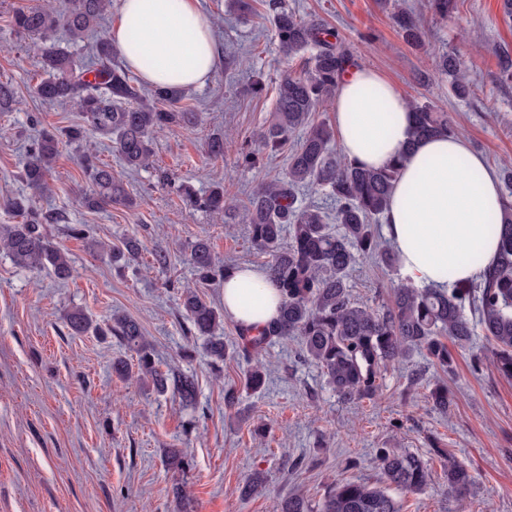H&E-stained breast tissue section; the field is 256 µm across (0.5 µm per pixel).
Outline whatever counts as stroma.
I'll return each mask as SVG.
<instances>
[{
    "label": "stroma",
    "instance_id": "1",
    "mask_svg": "<svg viewBox=\"0 0 512 512\" xmlns=\"http://www.w3.org/2000/svg\"><path fill=\"white\" fill-rule=\"evenodd\" d=\"M240 16L234 0H201L226 57L204 86L183 91L182 107L198 112L192 128L175 127L155 139V169L131 170L97 146L102 161L135 199L89 209V180L75 146L60 148L47 182L36 197L42 209L62 213L70 224L87 225L86 237H68L48 225L54 241L69 253L74 275L57 279L47 271L17 266L0 251V512H180L173 495L182 486L192 512H273L277 497L290 493L319 502L328 485L341 480L378 482L373 458L379 448H404L426 459L435 478L425 492L402 494L403 512H512V379L491 367L471 368L472 347L449 345L451 370L413 355L384 372L376 399L339 401L320 369L299 360L297 341H275L255 359L238 349L236 323L225 319L220 334L226 357L214 373L195 342L178 289L193 284L188 262L192 244L208 239L216 261L266 267L241 217L219 219L187 205L179 191L187 185L206 192L223 179L232 203L246 201L266 181L284 177L288 157L263 153L253 169L235 165L239 147L255 142L275 104V83L288 65L274 38L266 10ZM303 17H316L339 33L358 65L374 69L410 101L443 108L469 146L492 168L512 160V83L499 80V51L512 50V22H504L500 0H458L449 18L434 15L428 0H401L427 33L424 46L404 42L394 27V0H286ZM63 0H0V82L11 83L16 103L0 112V224L14 223L5 203L30 195L20 172L34 124L65 128L79 123L78 112L42 101L30 92L40 77L37 46L17 33L11 14L22 7L61 8ZM373 31L365 44L360 33ZM453 50L468 62L477 85L468 100L455 98L436 67L438 50ZM263 76L266 89L249 87ZM224 140V156L206 155L210 138ZM172 176L160 184L157 169ZM144 244L138 265L116 273L98 244L119 247L131 233ZM163 247L168 266L154 263ZM402 280L400 271L360 262L350 274L355 299L371 305L387 300ZM83 310L93 322L127 315L140 323L159 369L176 368L193 377L194 404L172 392L124 380L112 371L115 359H132L116 337L93 332L70 335L66 316ZM266 376L260 391L245 386L252 362ZM447 383L455 397L449 412L435 410L428 385ZM235 388L239 405H224ZM264 436H254L255 428ZM442 448L466 466L472 485L466 495L451 492L443 477ZM182 450L189 474L168 466L167 451ZM307 465L295 468L297 459ZM265 483L249 498L237 493L251 474Z\"/></svg>",
    "mask_w": 512,
    "mask_h": 512
}]
</instances>
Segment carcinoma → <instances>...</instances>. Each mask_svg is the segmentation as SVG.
Here are the masks:
<instances>
[{
	"label": "carcinoma",
	"instance_id": "1",
	"mask_svg": "<svg viewBox=\"0 0 512 512\" xmlns=\"http://www.w3.org/2000/svg\"><path fill=\"white\" fill-rule=\"evenodd\" d=\"M109 6L110 0H68L61 11L27 8L11 17L17 31L41 41V78L33 86L34 96L67 105L82 119L63 130H45L34 140L22 172L30 188L49 190L47 176L65 141L81 147L89 134L105 138L124 166L138 170L152 165L156 134L197 123L195 112L174 108L181 91L157 86L142 92L128 68L115 59L107 35H99L92 44L94 68L48 41L59 29L73 42L84 40ZM266 8L272 13L274 37L283 56L290 59L307 51L310 55L300 72L287 69L280 75L272 121L259 134L264 148L288 153V175L262 184L242 206L251 242L269 256L268 271L281 298L278 316L261 330L237 325L242 352L257 353L265 344L296 336L303 359L320 368L338 398L350 403L375 396L380 371L415 353L423 352L434 364L450 368L445 340L466 346L480 334L494 369L512 378V194L505 199L500 218L488 227L499 240L497 260L477 279L448 290L403 282L393 289L390 302L378 307L353 298L349 273L358 260L377 261L386 268L399 265L397 255L380 249L375 224L387 209L400 169L396 164L367 168L334 154L333 129L316 120L315 114L336 93L345 71L354 66L353 56L321 20L302 18L280 0H268ZM394 21L407 44L423 43L424 33L412 15L400 9ZM437 70L450 79L456 98L468 100L474 95L473 82L456 53L438 54ZM410 108L414 137L458 134L448 114L437 106L413 101ZM236 164L254 167L259 164V153L245 145ZM80 165L91 184L84 197L88 207L136 205L112 174V167L95 154L83 152ZM304 188L325 192L336 204L335 214L318 205L300 204L299 191ZM182 196L197 210L215 215L227 210L222 181L201 195L185 186ZM7 206L21 222L0 225V249L20 267L48 270L62 280L73 276L68 254L41 231L44 224L59 223L58 218L24 197L9 200ZM332 222L339 225L335 232L329 228ZM102 250L121 271L139 258L142 243L133 234L123 240V248L104 246ZM189 263L197 288L180 292L181 305L194 335L207 338L205 353L217 364L225 356L224 338L215 335L223 315L199 289L224 281L236 266L216 264L204 239L193 244ZM67 323L75 335L90 328L81 310L70 312ZM106 330L136 356L133 366L124 360L113 364L117 374L126 377L135 368L157 390L170 388L185 403L195 400L191 377L156 368L153 348L137 321L114 315ZM428 399L443 413L454 404L448 385L440 382L431 386ZM374 462L381 484L341 481L328 488L317 506L303 497L287 496L279 499L275 512H403L395 492L420 493L432 481L429 465L410 451L380 448ZM444 474L448 488L457 494L466 493L472 484L468 469L455 460L444 459Z\"/></svg>",
	"mask_w": 512,
	"mask_h": 512
}]
</instances>
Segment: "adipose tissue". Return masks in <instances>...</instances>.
I'll list each match as a JSON object with an SVG mask.
<instances>
[{
  "label": "adipose tissue",
  "instance_id": "obj_1",
  "mask_svg": "<svg viewBox=\"0 0 512 512\" xmlns=\"http://www.w3.org/2000/svg\"><path fill=\"white\" fill-rule=\"evenodd\" d=\"M110 39L125 66L154 86L204 85L223 61L200 0H121ZM332 110L344 158L377 169L401 166L384 228L414 283L451 287L495 263L498 240L487 225L502 212L501 185L464 138L412 141L408 101L370 68L345 75ZM279 303L267 270L242 265L224 283V313L236 322L264 325Z\"/></svg>",
  "mask_w": 512,
  "mask_h": 512
}]
</instances>
